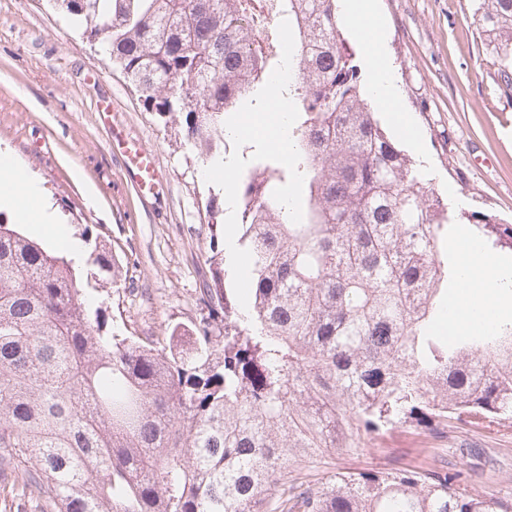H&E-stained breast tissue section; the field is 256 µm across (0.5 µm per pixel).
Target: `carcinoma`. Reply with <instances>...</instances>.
<instances>
[{
    "label": "carcinoma",
    "instance_id": "cac0c4a2",
    "mask_svg": "<svg viewBox=\"0 0 512 512\" xmlns=\"http://www.w3.org/2000/svg\"><path fill=\"white\" fill-rule=\"evenodd\" d=\"M145 105L208 160L224 115L279 62L237 0H58ZM296 77L288 155L237 178L248 296L226 286L210 206L208 316L164 343L105 335L73 261L0 219V478L40 512H512L469 475L426 468L298 474L402 425L512 427V323L438 330L461 276L459 220L387 132L341 38L336 0H281ZM512 84V0H478ZM485 247L512 225L474 215ZM91 265L117 277L105 249Z\"/></svg>",
    "mask_w": 512,
    "mask_h": 512
}]
</instances>
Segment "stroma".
I'll list each match as a JSON object with an SVG mask.
<instances>
[{"instance_id": "obj_1", "label": "stroma", "mask_w": 512, "mask_h": 512, "mask_svg": "<svg viewBox=\"0 0 512 512\" xmlns=\"http://www.w3.org/2000/svg\"><path fill=\"white\" fill-rule=\"evenodd\" d=\"M383 60L399 90V112L412 121L444 202L512 224V87L487 52L473 0H378ZM129 137L151 149L161 171L141 194L110 149L97 119L102 101ZM257 134L229 139L225 155L243 173L250 146L271 148L272 109L246 108ZM23 160L69 232L87 248L101 244L121 275L90 276L83 288L107 309L109 329L167 339L174 326L205 316L200 288L209 276L210 199L224 183L199 176L201 161L178 125L148 111L103 51L73 30L50 0H0V150ZM469 468L476 491L512 496V428L458 422L429 433L409 427L365 438L357 453L326 456L310 481L341 468Z\"/></svg>"}]
</instances>
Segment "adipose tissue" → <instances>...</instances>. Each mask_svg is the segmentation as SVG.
Wrapping results in <instances>:
<instances>
[{"label": "adipose tissue", "instance_id": "1", "mask_svg": "<svg viewBox=\"0 0 512 512\" xmlns=\"http://www.w3.org/2000/svg\"><path fill=\"white\" fill-rule=\"evenodd\" d=\"M378 13L377 0H341V16L361 42L380 55V31L372 21ZM9 210L17 223L31 225L36 233L56 236L60 222L45 200L39 184L26 173L11 153L0 150V209ZM460 264V295L448 314V325L465 330L480 322L485 326L502 324L503 305L512 300V268L501 264L480 243L463 240Z\"/></svg>", "mask_w": 512, "mask_h": 512}]
</instances>
